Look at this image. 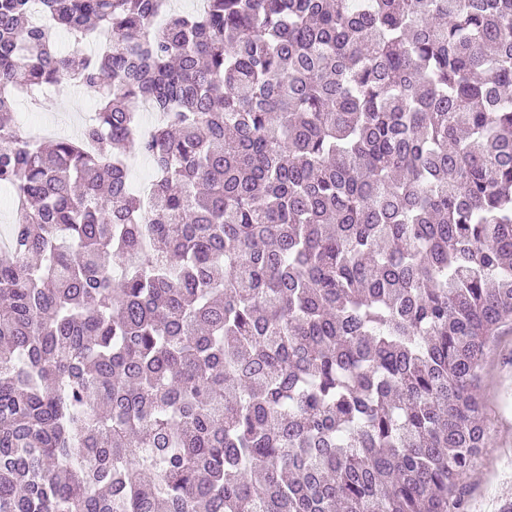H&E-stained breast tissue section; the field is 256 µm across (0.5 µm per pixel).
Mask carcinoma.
<instances>
[{
  "label": "carcinoma",
  "instance_id": "cac0c4a2",
  "mask_svg": "<svg viewBox=\"0 0 512 512\" xmlns=\"http://www.w3.org/2000/svg\"><path fill=\"white\" fill-rule=\"evenodd\" d=\"M39 2L0 0V512H466L512 0ZM72 86L32 143L16 94ZM47 98L44 107L36 111L29 97L19 96L14 109L16 122L24 126H27L26 121L42 123L49 128L52 137H76L85 123L84 115L93 112L96 106L95 95L84 89H73L64 95L48 93ZM64 103L74 104L75 109L64 107Z\"/></svg>",
  "mask_w": 512,
  "mask_h": 512
}]
</instances>
